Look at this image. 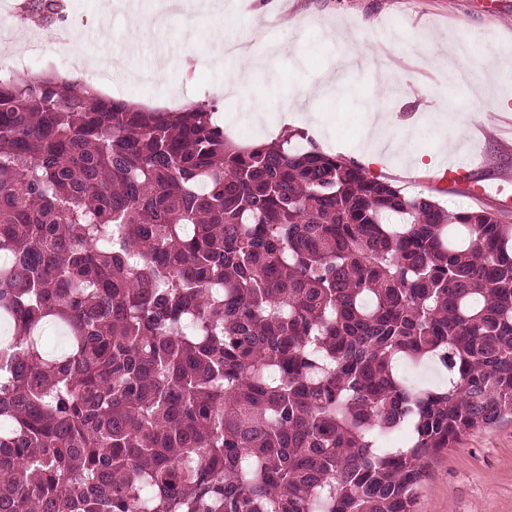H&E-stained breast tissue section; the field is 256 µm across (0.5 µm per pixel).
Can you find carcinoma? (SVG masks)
<instances>
[{
  "label": "carcinoma",
  "mask_w": 512,
  "mask_h": 512,
  "mask_svg": "<svg viewBox=\"0 0 512 512\" xmlns=\"http://www.w3.org/2000/svg\"><path fill=\"white\" fill-rule=\"evenodd\" d=\"M213 115L0 84V512H417L512 418V224ZM424 365H414L405 363L408 368V372L405 377L408 378V373L412 372L417 374L418 381L415 383L426 384L432 386H440L444 383L445 374L442 372V375L439 371H437L434 367H437L432 360H427L422 362ZM410 381V380H409ZM411 382V381H410Z\"/></svg>",
  "instance_id": "cac0c4a2"
}]
</instances>
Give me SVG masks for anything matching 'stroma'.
Here are the masks:
<instances>
[{
    "label": "stroma",
    "instance_id": "obj_1",
    "mask_svg": "<svg viewBox=\"0 0 512 512\" xmlns=\"http://www.w3.org/2000/svg\"><path fill=\"white\" fill-rule=\"evenodd\" d=\"M100 2L62 0V14L47 19L29 0H9L20 34L42 38L43 68L67 55L69 45L52 32L70 24L90 61L112 62L118 84L104 87L105 95L157 109L212 102L225 135L244 145L275 140L288 100L322 150L360 162L372 144L366 107L389 112L387 155L372 173L406 195L434 194L447 209L501 210L512 221L496 192L512 185V0H275L266 11L262 0H184L181 14L148 30L132 28L129 6L149 10L158 0H112L107 15ZM247 27L260 32L248 54L268 53L270 66L234 86L230 77L245 56L224 55L219 42ZM354 39L381 54L386 69L354 59ZM452 67L469 70V82L450 81ZM303 84L316 96L297 100ZM260 99L270 106L258 120ZM426 111L457 120L456 141L444 127L405 137ZM451 157L464 161L465 177L444 178ZM480 185L486 195H476ZM426 473L419 512H512V418L467 435L431 459Z\"/></svg>",
    "mask_w": 512,
    "mask_h": 512
}]
</instances>
